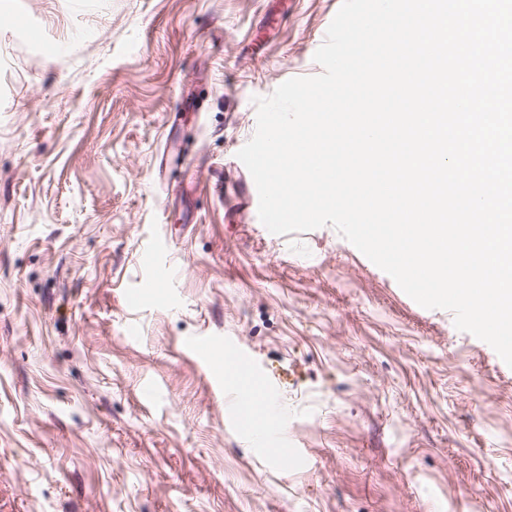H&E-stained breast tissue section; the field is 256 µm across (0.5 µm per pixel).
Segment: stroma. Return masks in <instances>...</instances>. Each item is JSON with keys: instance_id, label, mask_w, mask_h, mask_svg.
I'll use <instances>...</instances> for the list:
<instances>
[{"instance_id": "stroma-1", "label": "stroma", "mask_w": 512, "mask_h": 512, "mask_svg": "<svg viewBox=\"0 0 512 512\" xmlns=\"http://www.w3.org/2000/svg\"><path fill=\"white\" fill-rule=\"evenodd\" d=\"M0 0V512H512V368L223 166L336 0ZM236 344L277 427L232 423ZM293 452L289 466L269 449ZM210 185L219 197L224 196V189L226 194L232 191L234 203L230 208L236 222H245L251 215L258 217L257 189L249 171L239 159L223 175L220 172Z\"/></svg>"}]
</instances>
